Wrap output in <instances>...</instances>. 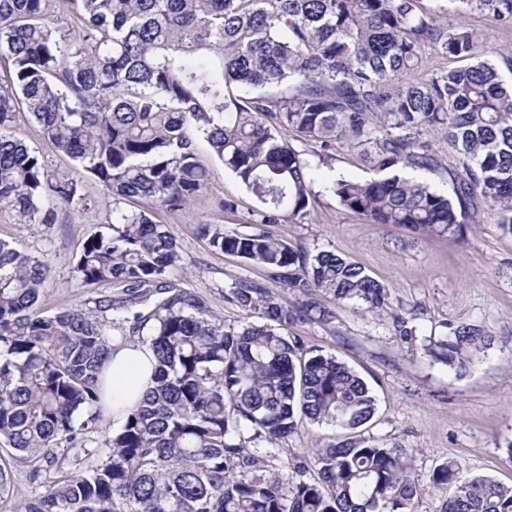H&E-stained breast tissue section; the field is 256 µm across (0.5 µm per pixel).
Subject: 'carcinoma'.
<instances>
[{
	"label": "carcinoma",
	"mask_w": 512,
	"mask_h": 512,
	"mask_svg": "<svg viewBox=\"0 0 512 512\" xmlns=\"http://www.w3.org/2000/svg\"><path fill=\"white\" fill-rule=\"evenodd\" d=\"M46 0H0V209L52 224L61 205L87 207L82 178L105 187L115 220L74 260L75 287H120L87 308L53 314L36 304L48 261L0 241V499L12 464H30L41 492L15 512H414L419 494L402 451L359 428L375 415L365 380L332 353L302 351L286 333L328 325L319 296L383 307L389 288L327 250L294 248L263 229L303 224L313 185L371 224L464 237L467 211L485 203L512 233V85L484 59L489 30L452 23L477 12L512 28V0H66L75 35ZM469 64L427 80L401 78L425 50ZM26 112L74 162L56 173L15 137ZM436 131L459 157L451 189L405 175L440 165ZM343 142L375 173L312 167L292 139ZM204 141L255 201L251 233L202 224L211 247L271 270L284 295L234 281L228 297L263 322L227 328L170 271L185 265L169 228L153 220L206 191L215 174L197 158ZM146 206L119 208L126 199ZM148 330L153 385L124 424L87 446L105 413L103 375L128 308ZM395 335L456 376L489 333L458 325L417 341ZM338 437L289 468L281 444L304 424ZM453 493L443 512H512V486L468 476L446 460L431 474Z\"/></svg>",
	"instance_id": "cac0c4a2"
}]
</instances>
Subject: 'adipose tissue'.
I'll list each match as a JSON object with an SVG mask.
<instances>
[{
	"label": "adipose tissue",
	"mask_w": 512,
	"mask_h": 512,
	"mask_svg": "<svg viewBox=\"0 0 512 512\" xmlns=\"http://www.w3.org/2000/svg\"><path fill=\"white\" fill-rule=\"evenodd\" d=\"M148 347L124 344L114 348L106 368V410L115 425H122L152 377Z\"/></svg>",
	"instance_id": "1"
}]
</instances>
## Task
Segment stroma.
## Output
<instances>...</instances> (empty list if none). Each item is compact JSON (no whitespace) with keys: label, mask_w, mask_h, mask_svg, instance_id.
Masks as SVG:
<instances>
[{"label":"stroma","mask_w":512,"mask_h":512,"mask_svg":"<svg viewBox=\"0 0 512 512\" xmlns=\"http://www.w3.org/2000/svg\"><path fill=\"white\" fill-rule=\"evenodd\" d=\"M13 132L39 152L51 170L73 173L72 160L46 141L27 114L17 113ZM200 162L215 171L210 189L182 210H156L154 218L175 234L187 268L170 272L181 289L205 303L225 326L259 320L226 298L231 283L250 279L273 294L282 287L265 267L210 248L198 225L221 224L230 232L249 233L253 198L206 143H199ZM88 209L60 206L51 224H26L12 212L0 210V240L48 260L52 277L39 309L54 313L83 305L101 295L98 286L70 284L73 262L86 238L112 220V197L96 181L83 182ZM230 200L234 209L222 208ZM271 230L293 246L310 252L329 250L361 265L388 286L386 306L363 313L337 306L328 326L299 323L289 327L304 348L336 354L371 387L377 409L362 428L364 436L402 448L418 479L415 512H442L448 490L435 488L433 469L454 460L467 475L488 476L512 484V234L496 224L490 208L464 237L401 232L388 224H371L343 211L329 195L316 196L304 224H275ZM413 318L419 337L441 338L449 325L481 326L492 343L478 351L471 370L454 376L391 333L395 316Z\"/></svg>","instance_id":"1"}]
</instances>
